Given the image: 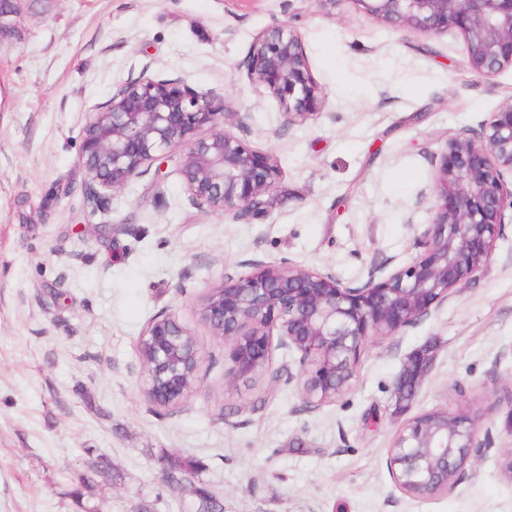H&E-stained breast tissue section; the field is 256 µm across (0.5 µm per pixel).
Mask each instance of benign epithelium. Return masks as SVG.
Returning a JSON list of instances; mask_svg holds the SVG:
<instances>
[{"mask_svg":"<svg viewBox=\"0 0 512 512\" xmlns=\"http://www.w3.org/2000/svg\"><path fill=\"white\" fill-rule=\"evenodd\" d=\"M20 0H0L4 18L19 14ZM381 23L424 34H460L466 63L492 77L512 67V0H355ZM245 77L258 91L281 103L288 118L304 119L322 110L324 96L312 76L302 36L289 23H276L254 38L243 62ZM224 97L197 91L178 80L142 76L121 87L91 113L80 144V159L93 186L119 191L154 162L178 152V170L190 199L211 212L238 221L258 216L280 175L277 159L261 154L224 129ZM204 128L206 136L200 135ZM512 97L474 134L446 139L434 180V215L421 237L423 253L389 272L373 268L359 287H345L327 271L285 260L257 262L253 270L226 276L211 288L203 318L224 341L228 374L247 379L262 368L274 380L289 366L272 369L273 348L298 354L305 400L320 405L341 392L357 371L368 342L416 324L451 290L474 283L487 263L506 221L512 222ZM148 349L145 394L153 407L171 410L192 391L182 372L199 367L195 339L171 315L154 318L139 336ZM396 383L400 402L414 396L425 375L424 360H413ZM475 419L467 411L443 421L418 417L399 429L390 449V469L401 459L415 464L420 489L428 498L448 487L450 448L471 453L477 447Z\"/></svg>","mask_w":512,"mask_h":512,"instance_id":"obj_1","label":"benign epithelium"}]
</instances>
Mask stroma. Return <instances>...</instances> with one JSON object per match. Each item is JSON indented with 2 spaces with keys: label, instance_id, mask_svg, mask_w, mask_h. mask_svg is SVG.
<instances>
[{
  "label": "stroma",
  "instance_id": "obj_1",
  "mask_svg": "<svg viewBox=\"0 0 512 512\" xmlns=\"http://www.w3.org/2000/svg\"><path fill=\"white\" fill-rule=\"evenodd\" d=\"M300 32L325 96L289 119L239 64L264 28ZM224 95L227 131L273 154L266 211L235 221L190 200L176 163L86 201L79 144L90 112L141 74ZM512 96V68L485 78L459 34L393 29L355 0H22L0 37V512H195L169 464L200 461L224 512H512V223L484 277L430 314L368 344L351 388L317 407L297 382H231L204 297L256 261L288 259L358 287L372 267L421 253L445 139L478 130ZM111 224L113 235L100 227ZM201 354L194 391L159 414L137 341L159 314ZM411 402L394 387L418 353ZM480 411L455 485L399 489L389 453L401 424ZM111 484L76 504L85 463Z\"/></svg>",
  "mask_w": 512,
  "mask_h": 512
}]
</instances>
